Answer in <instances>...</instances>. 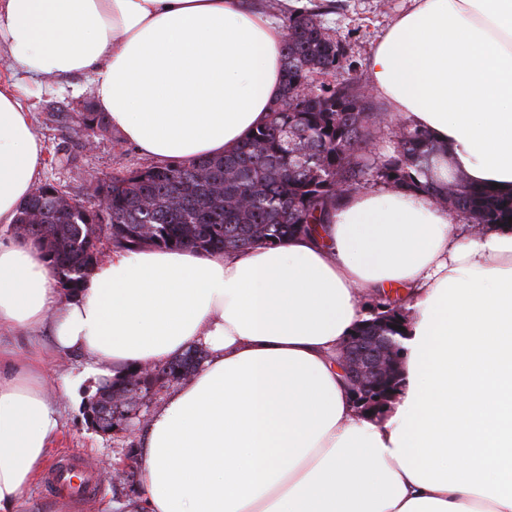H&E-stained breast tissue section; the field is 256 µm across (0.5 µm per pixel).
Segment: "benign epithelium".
<instances>
[{"label":"benign epithelium","mask_w":512,"mask_h":512,"mask_svg":"<svg viewBox=\"0 0 512 512\" xmlns=\"http://www.w3.org/2000/svg\"><path fill=\"white\" fill-rule=\"evenodd\" d=\"M403 313L375 314L362 321L338 348L339 364L360 410L385 407L397 397L391 376L402 364Z\"/></svg>","instance_id":"obj_1"}]
</instances>
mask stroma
Listing matches in <instances>:
<instances>
[{
	"instance_id": "stroma-1",
	"label": "stroma",
	"mask_w": 512,
	"mask_h": 512,
	"mask_svg": "<svg viewBox=\"0 0 512 512\" xmlns=\"http://www.w3.org/2000/svg\"><path fill=\"white\" fill-rule=\"evenodd\" d=\"M267 14L287 25L292 10L302 8L318 13L328 34L344 51L346 74L366 80V60L389 25L408 8L409 0H265ZM5 50H0V80L16 85L32 114L33 125L44 145L41 182L57 186L67 197L88 200V176L107 179L151 165L150 157L139 153L115 130L97 136L93 149H85L84 138L75 131L76 116L93 99L86 77L72 76L58 81L33 77L5 68ZM85 355L43 351L44 382L52 394L69 389L61 398V434L49 452L47 463L76 455L84 473L93 468H111L113 461L138 447L139 435L153 413L162 405L165 391L139 394L133 407L137 413L131 431L104 433L87 421L85 406L95 395L99 382L82 377Z\"/></svg>"
}]
</instances>
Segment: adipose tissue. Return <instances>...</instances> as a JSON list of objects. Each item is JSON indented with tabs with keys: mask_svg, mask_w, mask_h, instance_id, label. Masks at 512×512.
Instances as JSON below:
<instances>
[{
	"mask_svg": "<svg viewBox=\"0 0 512 512\" xmlns=\"http://www.w3.org/2000/svg\"><path fill=\"white\" fill-rule=\"evenodd\" d=\"M285 31L249 0H0L11 70L81 74L141 153L233 151L283 87ZM369 88L445 149L441 173L512 196V0H410L367 60ZM44 164L0 85V225ZM405 289L404 387L360 414L336 361L361 298ZM51 325L82 375L193 344L205 365L141 438V512H512V224L454 227L415 190H361L326 223L244 252L113 250L63 298L32 241H0V332ZM38 354L0 353V512H18L61 433Z\"/></svg>",
	"mask_w": 512,
	"mask_h": 512,
	"instance_id": "ef3b65f1",
	"label": "adipose tissue"
}]
</instances>
